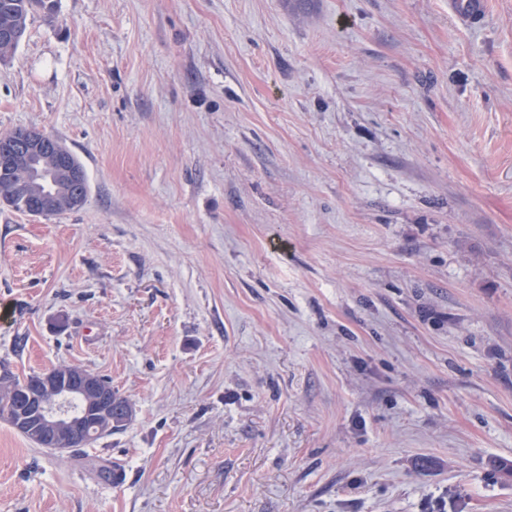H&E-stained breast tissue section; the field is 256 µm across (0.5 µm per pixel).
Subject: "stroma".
<instances>
[{
	"instance_id": "1",
	"label": "stroma",
	"mask_w": 512,
	"mask_h": 512,
	"mask_svg": "<svg viewBox=\"0 0 512 512\" xmlns=\"http://www.w3.org/2000/svg\"><path fill=\"white\" fill-rule=\"evenodd\" d=\"M57 0L0 134V364L105 377L77 453L0 419V512H512V0ZM121 466V484L101 470ZM48 154L56 155L66 171L76 180L80 179L81 173L70 160L66 148L57 139L42 132L24 131L17 133L12 141L2 149L0 147V194L5 192L15 195L13 203L8 196L0 195V200L12 204V207L17 211L30 213L31 204L33 203L32 194L37 191V188L27 168L14 167L31 168L38 166V160ZM7 168L8 170H4ZM61 205V201L52 191L50 194H44L40 200L36 201L31 213L46 218L51 216ZM69 211L73 210L61 208L54 214L58 215Z\"/></svg>"
}]
</instances>
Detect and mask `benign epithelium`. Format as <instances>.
<instances>
[{"label": "benign epithelium", "mask_w": 512, "mask_h": 512, "mask_svg": "<svg viewBox=\"0 0 512 512\" xmlns=\"http://www.w3.org/2000/svg\"><path fill=\"white\" fill-rule=\"evenodd\" d=\"M48 154L56 155L75 179L80 172L70 160L66 148L54 137L35 131L15 135L11 142L0 148V170L16 166L34 167ZM83 199L79 194L60 201L55 193L45 194L36 201L32 214L49 217L60 206L78 208ZM21 409L14 420L15 426L27 428L42 446L68 452L89 443L101 429V423L112 421V395L102 387L97 376L88 371L52 376L46 372L34 387L17 388ZM77 393L83 408L78 413L65 414L53 405Z\"/></svg>", "instance_id": "benign-epithelium-1"}]
</instances>
